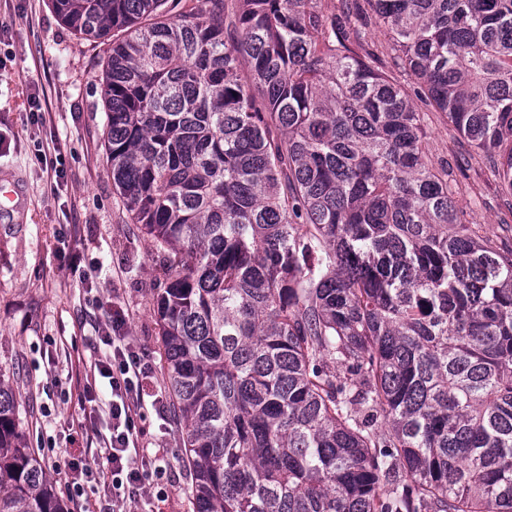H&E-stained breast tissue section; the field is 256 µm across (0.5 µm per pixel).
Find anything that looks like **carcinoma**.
Returning a JSON list of instances; mask_svg holds the SVG:
<instances>
[{"label": "carcinoma", "instance_id": "carcinoma-1", "mask_svg": "<svg viewBox=\"0 0 512 512\" xmlns=\"http://www.w3.org/2000/svg\"><path fill=\"white\" fill-rule=\"evenodd\" d=\"M53 0L156 243L193 512H512V250L462 220L375 25L512 195V0ZM250 67L240 73V62ZM0 378V512H64Z\"/></svg>", "mask_w": 512, "mask_h": 512}]
</instances>
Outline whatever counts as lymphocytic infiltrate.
Returning <instances> with one entry per match:
<instances>
[{"mask_svg":"<svg viewBox=\"0 0 512 512\" xmlns=\"http://www.w3.org/2000/svg\"><path fill=\"white\" fill-rule=\"evenodd\" d=\"M125 324L120 313L112 314L108 323L110 331L101 338L104 345L111 347L112 353L95 365L98 375L107 379L112 390L110 433L100 439L97 450L109 466L108 512H127L128 504L149 498L146 469H153L159 479L165 474L157 456L141 450L138 421L153 368L127 335Z\"/></svg>","mask_w":512,"mask_h":512,"instance_id":"f902f5d3","label":"lymphocytic infiltrate"}]
</instances>
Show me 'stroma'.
I'll list each match as a JSON object with an SVG mask.
<instances>
[{
  "instance_id": "obj_1",
  "label": "stroma",
  "mask_w": 512,
  "mask_h": 512,
  "mask_svg": "<svg viewBox=\"0 0 512 512\" xmlns=\"http://www.w3.org/2000/svg\"><path fill=\"white\" fill-rule=\"evenodd\" d=\"M356 52L372 51L397 84H415L398 52L368 28ZM109 47L75 36L52 0H0V171L25 190L24 211L0 221V377L16 392L19 431L56 480L67 512H103L87 494L73 499L67 462L96 445L85 373L103 347L94 331L113 310L154 363L166 395L154 299L163 278L153 240L133 224L112 190L106 148L103 69ZM425 147L467 223L501 249L512 248V198L501 193L482 156L427 100ZM55 160V169L43 157ZM142 443L166 474L147 478L149 512H192L191 477L182 457L183 423L171 406L146 407Z\"/></svg>"
}]
</instances>
